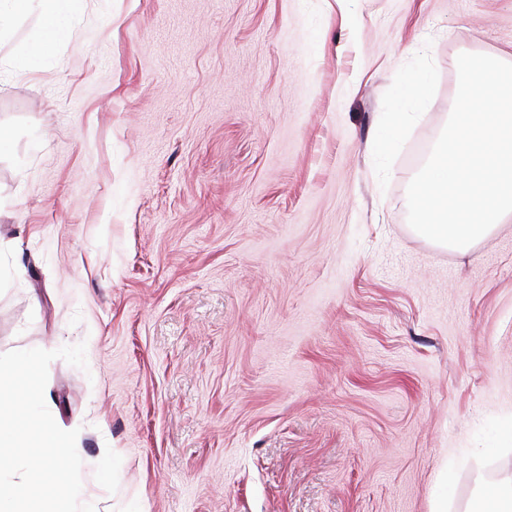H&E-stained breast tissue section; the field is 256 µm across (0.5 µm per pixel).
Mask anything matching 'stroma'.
Wrapping results in <instances>:
<instances>
[{
    "label": "stroma",
    "instance_id": "obj_1",
    "mask_svg": "<svg viewBox=\"0 0 512 512\" xmlns=\"http://www.w3.org/2000/svg\"><path fill=\"white\" fill-rule=\"evenodd\" d=\"M42 22L0 37V354L86 343L45 400L94 512H434L445 477L468 512L512 480V217L464 254L407 221L512 0H84L32 67Z\"/></svg>",
    "mask_w": 512,
    "mask_h": 512
}]
</instances>
